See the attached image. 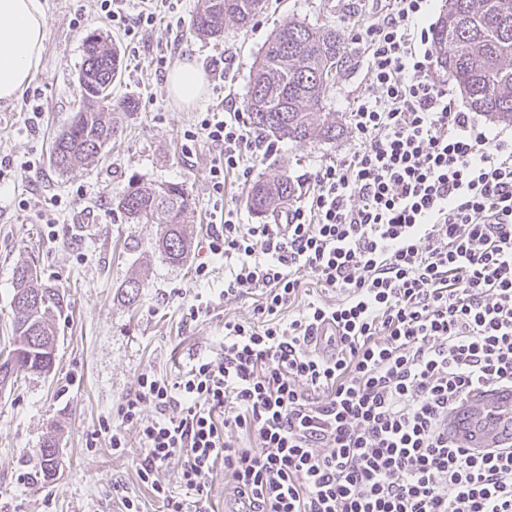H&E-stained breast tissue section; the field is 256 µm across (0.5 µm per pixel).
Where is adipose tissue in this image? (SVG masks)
<instances>
[{
	"instance_id": "obj_1",
	"label": "adipose tissue",
	"mask_w": 512,
	"mask_h": 512,
	"mask_svg": "<svg viewBox=\"0 0 512 512\" xmlns=\"http://www.w3.org/2000/svg\"><path fill=\"white\" fill-rule=\"evenodd\" d=\"M47 16L43 0H0V101L12 102L40 69ZM173 103L199 104L208 85L197 63H176L166 77Z\"/></svg>"
}]
</instances>
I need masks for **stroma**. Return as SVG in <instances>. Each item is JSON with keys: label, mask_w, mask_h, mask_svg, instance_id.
<instances>
[{"label": "stroma", "mask_w": 512, "mask_h": 512, "mask_svg": "<svg viewBox=\"0 0 512 512\" xmlns=\"http://www.w3.org/2000/svg\"><path fill=\"white\" fill-rule=\"evenodd\" d=\"M183 26L157 24L136 51L126 54L112 85L113 100L139 103L123 115L120 134L99 160L60 174L50 163L54 138L81 104L78 76L83 38L94 30L124 46L122 31L97 13L93 0H45L47 29L43 61L31 83L39 91L43 115L30 125L23 100L0 102V342L12 333V275L17 262L39 257L45 283L64 290L71 306L58 329V363L47 376H29L0 391V512H124L125 497L137 498L142 512H163V504L140 482L137 437L113 451L108 429L118 405L137 387L142 372L176 378L194 355L219 351L225 318L250 319L254 300L221 305L224 260L205 249L214 225L209 167L214 151L200 143L193 155L181 145L184 130L197 123L201 108L169 99L165 80L151 64L157 45L171 46L176 60L201 67L220 61L223 80L209 81L204 104L225 103L244 111L249 78L274 31L294 20L335 28L348 55L346 71L327 97V110L345 130L333 141L297 147L272 141L253 178L287 170L309 193L310 173L349 157L355 146L350 126L358 96L371 90L372 74L353 36L374 17L378 0H269L248 28L229 24L217 38L193 35L187 23L198 0H171ZM29 172H20L23 162ZM145 184L187 183L194 204L186 221L194 247L184 265L173 266L152 253V224H129L112 200L129 180ZM55 201L53 224H44L36 204ZM212 274L202 279L198 263ZM147 274L140 301L128 305L124 282L138 270ZM214 303L210 316L184 325V309L196 301ZM62 442L59 465L50 479L40 472L38 448L50 425Z\"/></svg>", "instance_id": "obj_1"}]
</instances>
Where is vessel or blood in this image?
I'll list each match as a JSON object with an SVG mask.
<instances>
[{
    "label": "vessel or blood",
    "instance_id": "obj_1",
    "mask_svg": "<svg viewBox=\"0 0 512 512\" xmlns=\"http://www.w3.org/2000/svg\"><path fill=\"white\" fill-rule=\"evenodd\" d=\"M448 436L477 451L512 446V386L473 391L449 410Z\"/></svg>",
    "mask_w": 512,
    "mask_h": 512
}]
</instances>
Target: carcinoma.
Here are the masks:
<instances>
[{
  "mask_svg": "<svg viewBox=\"0 0 512 512\" xmlns=\"http://www.w3.org/2000/svg\"><path fill=\"white\" fill-rule=\"evenodd\" d=\"M267 0H199L190 20L192 32L215 37L233 23L248 26ZM85 58L79 73L84 105L53 143L51 165L64 174L97 158L119 130L117 113H132L137 101L112 102V83L122 70L120 51L110 36L92 32L83 40ZM431 45L440 66L470 108L490 120L512 124V0H445L434 26ZM347 54L336 30L290 21L279 27L252 71L246 111L250 123L276 140L303 146L312 140H334L343 127L325 111L327 91L345 70ZM299 189L288 172L255 182L247 206L262 218L289 205ZM112 205L129 224L157 225L154 250L166 261L186 262L191 238L184 224L192 195L183 182L144 185L133 179ZM146 283L132 277L124 283L128 304L140 301ZM13 336L0 348V390L21 377L48 375L56 363L58 320L68 309L60 289L42 284L34 262L13 271ZM57 428H50L39 448L43 474L52 476L51 458L59 454Z\"/></svg>",
  "mask_w": 512,
  "mask_h": 512,
  "instance_id": "1",
  "label": "carcinoma"
}]
</instances>
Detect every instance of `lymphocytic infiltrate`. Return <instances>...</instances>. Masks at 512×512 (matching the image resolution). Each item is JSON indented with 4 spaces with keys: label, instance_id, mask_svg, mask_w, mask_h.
Here are the masks:
<instances>
[{
    "label": "lymphocytic infiltrate",
    "instance_id": "obj_1",
    "mask_svg": "<svg viewBox=\"0 0 512 512\" xmlns=\"http://www.w3.org/2000/svg\"><path fill=\"white\" fill-rule=\"evenodd\" d=\"M429 2L390 0L355 34L378 94L351 112V156L278 221L224 208L208 232L230 266L222 300L257 295L253 315L225 319L220 351L175 379L142 373L110 436L118 450L137 433V476L164 512H216L218 469L235 512H512V447L476 453L447 427L472 390L512 385V138L431 80ZM166 3L99 9L139 41ZM183 140L214 149L219 196L266 154L211 108Z\"/></svg>",
    "mask_w": 512,
    "mask_h": 512
}]
</instances>
